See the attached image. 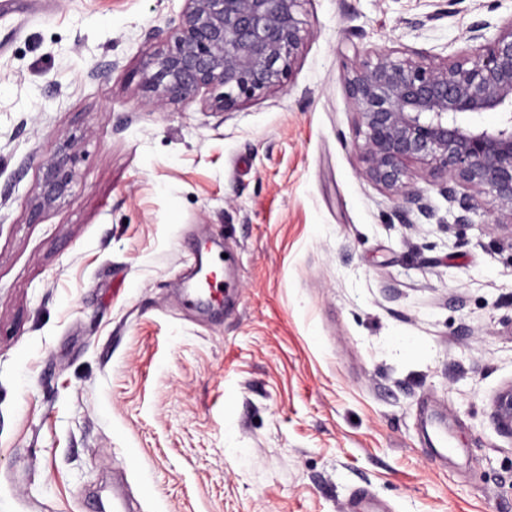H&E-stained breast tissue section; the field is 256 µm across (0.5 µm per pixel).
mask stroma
Listing matches in <instances>:
<instances>
[{"mask_svg":"<svg viewBox=\"0 0 512 512\" xmlns=\"http://www.w3.org/2000/svg\"><path fill=\"white\" fill-rule=\"evenodd\" d=\"M180 9L0 7V512H112L116 483L132 512H512V227L486 196L461 232L400 224L344 87L379 48L475 49L512 0H302L284 90L156 112L128 74ZM70 152L58 153L45 163L42 180L34 189L31 201V218L36 221L42 212L49 208L58 198L67 194L74 179V172L68 167L75 160L78 152V143L67 146ZM492 409L499 432L512 439V384L501 388L495 394Z\"/></svg>","mask_w":512,"mask_h":512,"instance_id":"1","label":"stroma"}]
</instances>
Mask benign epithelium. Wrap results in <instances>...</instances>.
Wrapping results in <instances>:
<instances>
[{"mask_svg":"<svg viewBox=\"0 0 512 512\" xmlns=\"http://www.w3.org/2000/svg\"><path fill=\"white\" fill-rule=\"evenodd\" d=\"M178 22L164 37L146 34L150 51L128 79L137 81L157 112L201 100L212 112H232L285 86L299 50L311 37L299 17L303 0H182ZM405 57L383 48L345 76V91L364 141V176L399 202L400 223L437 220L463 230L478 199H492L512 222V19L476 53ZM498 112L499 125H464L462 113ZM79 152L45 163L34 189L36 221L74 179L69 168ZM426 183L457 208L453 224L436 219L427 191L418 187L413 165ZM499 432L512 439V384L492 401Z\"/></svg>","mask_w":512,"mask_h":512,"instance_id":"obj_1","label":"benign epithelium"}]
</instances>
